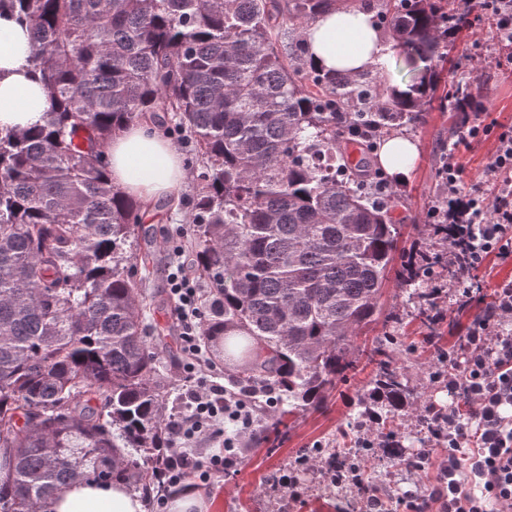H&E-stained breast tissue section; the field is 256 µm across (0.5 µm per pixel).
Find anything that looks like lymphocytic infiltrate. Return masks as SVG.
<instances>
[{"label": "lymphocytic infiltrate", "instance_id": "lymphocytic-infiltrate-1", "mask_svg": "<svg viewBox=\"0 0 512 512\" xmlns=\"http://www.w3.org/2000/svg\"><path fill=\"white\" fill-rule=\"evenodd\" d=\"M497 21L486 42L512 63V0H486ZM463 169L448 160L437 173L441 195L427 223L448 226V262L463 273L478 270L489 256L512 257V126L502 128L480 183L462 192ZM494 186L490 203L485 186ZM172 292L180 302L182 350L191 365L189 385L181 394V412L168 424L162 484L177 486L187 477L210 482L236 465L254 416L249 393H229L211 380L212 361L205 357L199 303L202 291L189 278L172 275ZM451 401L442 408L426 405L421 419L435 446H447L438 485L429 498L408 497L407 512H512V280L495 287V299L469 319L448 369ZM220 441L221 451L202 457L199 445Z\"/></svg>", "mask_w": 512, "mask_h": 512}]
</instances>
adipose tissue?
I'll list each match as a JSON object with an SVG mask.
<instances>
[{
  "label": "adipose tissue",
  "mask_w": 512,
  "mask_h": 512,
  "mask_svg": "<svg viewBox=\"0 0 512 512\" xmlns=\"http://www.w3.org/2000/svg\"><path fill=\"white\" fill-rule=\"evenodd\" d=\"M309 58L317 68L371 71L386 75L390 43L368 13L333 9L306 30ZM49 103L31 77L30 32L8 14L0 16V129L43 123ZM113 184L141 201L171 195L186 172L172 143L149 124L133 125L107 146ZM48 512H143V504L124 481L101 485L79 479L62 487Z\"/></svg>",
  "instance_id": "ef3b65f1"
}]
</instances>
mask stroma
I'll use <instances>...</instances> for the list:
<instances>
[{
  "label": "stroma",
  "mask_w": 512,
  "mask_h": 512,
  "mask_svg": "<svg viewBox=\"0 0 512 512\" xmlns=\"http://www.w3.org/2000/svg\"><path fill=\"white\" fill-rule=\"evenodd\" d=\"M488 46L475 42L470 31H462L449 61L431 60L430 68L441 75L471 78L481 89L488 110L483 116L487 133L470 140L468 146L454 147L448 140V115L431 111L426 122L405 130V137L418 145L419 155L407 180L394 183L393 188L404 199L410 216L401 229L400 249L412 246L440 247L438 238L429 235L424 224L428 208L438 197L436 172L441 156L454 154L464 168L462 190L480 180L485 162L496 148L500 125H512V65H497ZM143 236L137 239L135 256H147L145 291L154 296L153 322L158 328L174 323L173 303L168 302V265L172 252L193 242V227L185 221L184 211L171 207L167 198L153 201L145 210L141 226ZM383 316L364 328L356 346L380 344L393 353L396 366L407 381V403L394 414L375 418V438L393 434L406 457H416L427 448L429 433L419 417L427 402L448 404V352L458 341L457 332L449 331L447 323L457 314L448 297L436 299L437 312L443 322L438 336H428L417 318V303L408 289L387 283L381 297ZM373 367L367 366L355 376L338 382L326 395L325 404L317 411L299 410L288 417L287 428L279 434L261 432L273 409L267 402L255 405L257 430L241 450L236 467L209 484L185 482L211 506L213 512H369L362 495L336 484L326 469L295 472L293 465L303 455L325 460L329 450L348 448L357 442V423L366 414H374L375 406L363 398L372 386ZM448 454L435 449L424 469L402 468L386 457L380 449L369 450L363 477L366 483L389 491V512H406L401 502L409 493L429 494L437 486V472ZM297 477L304 487L302 497L294 503L281 500L274 485L278 480Z\"/></svg>",
  "instance_id": "obj_1"
}]
</instances>
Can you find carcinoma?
<instances>
[{
  "label": "carcinoma",
  "instance_id": "cac0c4a2",
  "mask_svg": "<svg viewBox=\"0 0 512 512\" xmlns=\"http://www.w3.org/2000/svg\"><path fill=\"white\" fill-rule=\"evenodd\" d=\"M336 0H0L31 34L46 122L0 130V512H41L80 477L147 486L160 462L168 384L146 340L151 304L129 249L143 203L112 184L106 145L149 122L196 158L189 223L202 335L223 337L228 387L316 408L356 368L354 338L389 280L429 289L460 268L434 248L398 254L400 198L382 197L381 138L448 113V135L485 109L467 76L439 90L427 68L406 92L308 62L300 36ZM374 26L408 63L448 59L467 16L448 0H381ZM399 265H393L395 256ZM369 398L403 405L382 347ZM338 476L352 457L333 455Z\"/></svg>",
  "mask_w": 512,
  "mask_h": 512
}]
</instances>
